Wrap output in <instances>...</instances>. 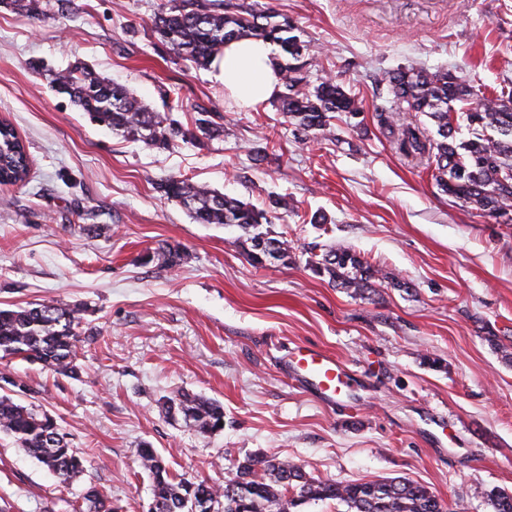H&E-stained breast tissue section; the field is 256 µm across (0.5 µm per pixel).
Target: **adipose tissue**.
Masks as SVG:
<instances>
[{
	"instance_id": "1",
	"label": "adipose tissue",
	"mask_w": 512,
	"mask_h": 512,
	"mask_svg": "<svg viewBox=\"0 0 512 512\" xmlns=\"http://www.w3.org/2000/svg\"><path fill=\"white\" fill-rule=\"evenodd\" d=\"M273 46L263 40L242 39L225 44L217 78L241 106L254 108L267 102L281 84L274 66Z\"/></svg>"
}]
</instances>
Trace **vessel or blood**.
<instances>
[{
  "label": "vessel or blood",
  "instance_id": "1",
  "mask_svg": "<svg viewBox=\"0 0 512 512\" xmlns=\"http://www.w3.org/2000/svg\"><path fill=\"white\" fill-rule=\"evenodd\" d=\"M289 364L300 381L323 400H338L352 387L353 380L348 376L344 363L324 350L297 347Z\"/></svg>",
  "mask_w": 512,
  "mask_h": 512
}]
</instances>
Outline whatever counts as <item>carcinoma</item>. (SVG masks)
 I'll return each mask as SVG.
<instances>
[{
  "label": "carcinoma",
  "mask_w": 512,
  "mask_h": 512,
  "mask_svg": "<svg viewBox=\"0 0 512 512\" xmlns=\"http://www.w3.org/2000/svg\"><path fill=\"white\" fill-rule=\"evenodd\" d=\"M295 23L285 14L256 3L231 0H167L153 18V31L191 67L201 68L224 52V45L242 38L269 41L279 47L273 64L283 75L282 90L276 93L279 111L295 131L306 136L324 132L339 115L351 119L363 112L362 99L333 77L317 85L309 80L313 58L307 44L294 34ZM394 109L379 110L377 123L396 151L405 159L426 163L435 170L437 186L466 207L496 219L512 215V92L486 96L480 87L466 84L447 70L430 71L404 67L380 78ZM56 92L69 96L81 111L95 115L97 124L113 133L167 149L177 140H191L197 134L213 139L222 127L209 119L201 105L191 130L160 112H153L126 88L111 83L88 67L75 66L54 79ZM415 112L436 126L428 135L421 122L402 116ZM465 117L474 137L456 138L458 118ZM30 162L15 129L0 126V181L17 183L26 179ZM165 196L177 201L200 224L235 225L247 258L256 266L254 243H274L273 260H292L288 239L260 231L272 223L274 213L287 208L279 196L269 197L265 208L172 177L160 185ZM312 273L354 295L373 290L386 279L381 270L364 262L350 250L330 249L309 262ZM81 304L48 300L0 309V355L20 356L31 363L66 376H76L77 331ZM165 414L181 416L202 434L224 428V407L211 399L180 392L165 399ZM0 432L36 458L63 484L86 471L87 459L73 447L68 434L47 412L26 406L10 394L0 396ZM143 468L153 481V502L157 512H301L311 502L335 500L347 512H453L430 488L401 478L365 483H338L308 477L301 467L267 457H248L239 463L236 479L219 492L204 480L173 479L157 450L145 443L139 448ZM494 512H512V493L492 491ZM88 512H112V505L91 485L83 494Z\"/></svg>",
  "instance_id": "cac0c4a2"
}]
</instances>
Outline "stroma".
<instances>
[{"mask_svg": "<svg viewBox=\"0 0 512 512\" xmlns=\"http://www.w3.org/2000/svg\"><path fill=\"white\" fill-rule=\"evenodd\" d=\"M258 2L297 23L311 83L332 74L359 93V126L336 119L300 139L276 102L239 106L210 68L186 66L154 34L162 0H40L32 16L0 7V120L31 160L25 182L0 186V307L80 303L87 333L75 378L0 359L29 387L24 404L88 458L63 485L0 433L10 512H73L92 484L115 512H148L145 442L171 473L218 489L264 456L323 481L405 478L459 512H493L488 491L512 492V224L463 207L392 149L375 83L413 65L512 89V0ZM80 63L184 126L203 105L224 133L166 150L112 134L51 87ZM258 144L274 162L254 164ZM170 177L259 207L285 197L269 230L292 261L252 265L237 227L196 223L158 190ZM316 212L328 223H311ZM166 245L183 249L182 265L158 260ZM330 247L387 282L354 296L313 275L308 260ZM299 345L345 362L351 395L332 404L292 381L285 361ZM180 391L221 403L223 430L168 418L162 403Z\"/></svg>", "mask_w": 512, "mask_h": 512, "instance_id": "1", "label": "stroma"}]
</instances>
